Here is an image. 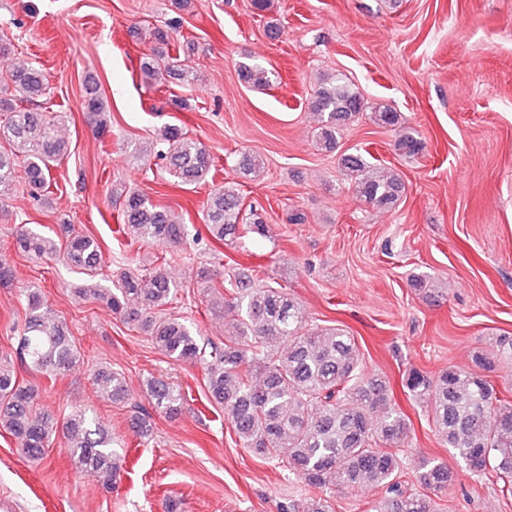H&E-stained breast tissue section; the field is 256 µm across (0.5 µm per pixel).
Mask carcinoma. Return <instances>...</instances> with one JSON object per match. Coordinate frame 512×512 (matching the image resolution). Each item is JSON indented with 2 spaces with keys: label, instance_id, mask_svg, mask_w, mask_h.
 Instances as JSON below:
<instances>
[{
  "label": "carcinoma",
  "instance_id": "cac0c4a2",
  "mask_svg": "<svg viewBox=\"0 0 512 512\" xmlns=\"http://www.w3.org/2000/svg\"><path fill=\"white\" fill-rule=\"evenodd\" d=\"M143 36L150 44L149 61L140 70L149 81L170 74L189 80L190 70L172 53L192 52L195 45H172L168 31L153 27ZM244 82L256 89L272 84L274 73L257 64L241 63ZM50 88L33 65L14 67L0 74V202L19 189L40 200L48 194L51 169L70 153L58 135V120L45 119L39 109ZM317 120L316 143L326 151L336 148V134L365 110L364 98L342 78L321 85L309 105ZM94 135L110 133V119L102 99L90 94L85 103ZM371 119L395 128V147L407 156L422 151L415 132L401 125L399 115L382 107ZM152 148L166 162L173 182L196 185L215 170L210 151L188 137L179 125L160 127ZM340 167L356 196L376 209H391L405 193L397 174H379L362 153L340 158ZM109 202L117 209L113 240L128 236L147 245L183 251L199 241V231L183 224L171 211L155 205L142 190L115 182ZM207 237L216 243L234 242L248 234L266 236L263 214L243 210L236 183L214 189L203 214ZM65 244L21 225L15 246L38 262L60 258L83 275L85 287L74 292L104 303L126 322L142 329L153 347L171 361L204 370L212 403L230 420L242 447L265 458L281 461L303 476L313 493L281 505L280 512H336L326 491L371 485L384 490L370 512H441L435 500L453 485L448 466L424 459L417 466L420 488L399 480L401 448L410 437V421L391 406L386 381L366 374L358 343L345 330L308 319L305 309L282 285L239 273L204 268L199 277L215 315L236 312L224 340L204 341L199 332L179 317L167 314L178 288L166 272L167 257L149 260L148 267L124 268L114 275L112 287L98 283L102 269L101 245L91 234L72 224L62 225ZM25 301L23 325L17 335L20 365L54 379L84 361L66 324L52 316L37 288H21ZM496 354L477 352L470 368L450 367L431 375L408 371L405 387L429 412L444 444L466 471L496 474L512 493V399L502 396L487 379L501 360H512V338L490 340ZM98 396L114 405L129 401L124 373L106 366L92 368ZM151 409L139 408L131 422L140 440L151 437L152 413L178 416L187 395L161 377L145 381ZM40 386L18 379L12 362L0 361V428L33 463L41 462L57 436L65 439L75 467L94 475L105 491L112 489L123 469L112 430L89 409L79 407L61 419L40 411Z\"/></svg>",
  "mask_w": 512,
  "mask_h": 512
}]
</instances>
